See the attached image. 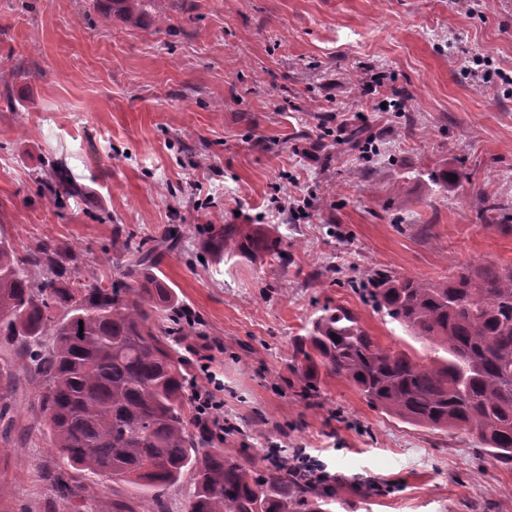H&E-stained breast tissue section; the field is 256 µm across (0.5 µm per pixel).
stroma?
Masks as SVG:
<instances>
[{
  "mask_svg": "<svg viewBox=\"0 0 512 512\" xmlns=\"http://www.w3.org/2000/svg\"><path fill=\"white\" fill-rule=\"evenodd\" d=\"M0 0V236L50 238L119 280L116 234L179 225L162 279L204 322L225 447L338 476L335 512H512V466L472 433L372 409L339 378L301 396L289 349L323 306L383 347L429 351L352 283L512 266V0ZM381 88H373L375 77ZM407 103L391 108L395 95ZM363 130L360 145L351 136ZM65 162L82 196L40 178ZM456 171L441 185L433 175ZM268 224L288 263L210 254L203 224ZM0 512H64L27 375L10 401Z\"/></svg>",
  "mask_w": 512,
  "mask_h": 512,
  "instance_id": "obj_1",
  "label": "stroma"
}]
</instances>
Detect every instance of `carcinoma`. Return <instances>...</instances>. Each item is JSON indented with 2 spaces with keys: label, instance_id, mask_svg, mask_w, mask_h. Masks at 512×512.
<instances>
[{
  "label": "carcinoma",
  "instance_id": "carcinoma-1",
  "mask_svg": "<svg viewBox=\"0 0 512 512\" xmlns=\"http://www.w3.org/2000/svg\"><path fill=\"white\" fill-rule=\"evenodd\" d=\"M46 175L54 194H82L58 162ZM205 233L216 255L286 259L263 224H210ZM178 243L175 229L151 244L112 241L132 258L123 279L105 285L82 277L81 252L46 239L21 255L1 237L0 336L22 338L24 349L18 364L0 361V402L19 372L34 377L52 448L73 468L46 471L66 512H80L83 471L129 484L145 501L187 477L188 512H333L335 486L300 456L274 448L262 466L247 448L217 446L201 421L179 351L201 335V321L155 273ZM357 287L433 359L384 348L353 311L328 307L292 343L303 396L319 393L323 371L404 422L474 432L489 460L511 465L512 268L489 262L439 282L382 270Z\"/></svg>",
  "mask_w": 512,
  "mask_h": 512
}]
</instances>
